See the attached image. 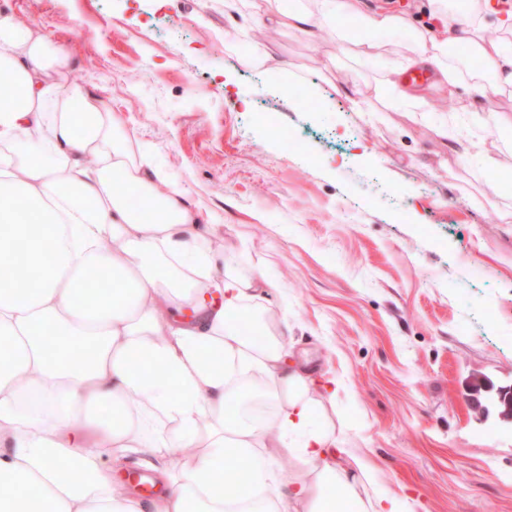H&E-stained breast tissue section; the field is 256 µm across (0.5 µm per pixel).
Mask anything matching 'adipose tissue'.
I'll use <instances>...</instances> for the list:
<instances>
[{
    "mask_svg": "<svg viewBox=\"0 0 512 512\" xmlns=\"http://www.w3.org/2000/svg\"><path fill=\"white\" fill-rule=\"evenodd\" d=\"M429 5L422 28L361 0L263 11L306 33L329 27L355 64L394 54L432 65L449 93L512 96V11L492 21L487 0ZM397 32L408 40L393 52L380 36ZM70 58L0 10L12 76L0 84V512H402L369 494L368 464L345 463L317 423L335 393L252 307L263 277L227 269L209 245L215 225L135 145L104 89L66 83ZM376 86L434 107L399 65ZM272 446L302 475H283ZM130 455L160 495L115 481ZM228 478L235 495L215 496Z\"/></svg>",
    "mask_w": 512,
    "mask_h": 512,
    "instance_id": "1",
    "label": "adipose tissue"
}]
</instances>
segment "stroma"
I'll return each mask as SVG.
<instances>
[{
  "mask_svg": "<svg viewBox=\"0 0 512 512\" xmlns=\"http://www.w3.org/2000/svg\"><path fill=\"white\" fill-rule=\"evenodd\" d=\"M262 0H0L70 46L67 81L109 92L135 142L187 192L229 266L262 273L256 305L294 359L336 383L327 420L373 471L372 490L408 512H512V149L472 127L464 105L512 99L435 93L420 120L403 107L374 124L382 61L265 21L254 42L224 36ZM295 72L287 93L252 69L254 46ZM469 131L496 152L483 170L444 136ZM301 139L290 151L280 133ZM490 391L472 394L473 378Z\"/></svg>",
  "mask_w": 512,
  "mask_h": 512,
  "instance_id": "1",
  "label": "stroma"
}]
</instances>
